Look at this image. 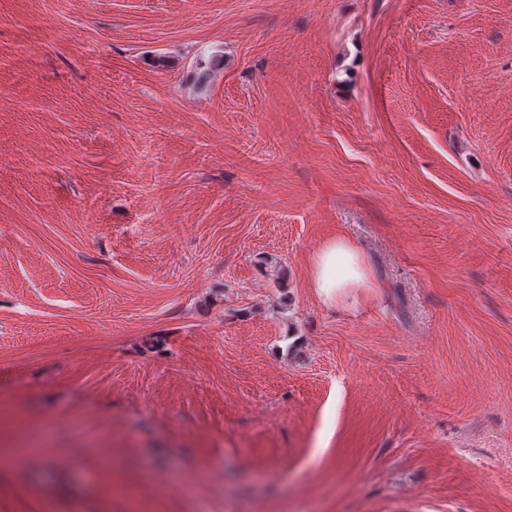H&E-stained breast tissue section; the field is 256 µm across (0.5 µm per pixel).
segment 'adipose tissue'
Instances as JSON below:
<instances>
[{
    "instance_id": "adipose-tissue-1",
    "label": "adipose tissue",
    "mask_w": 512,
    "mask_h": 512,
    "mask_svg": "<svg viewBox=\"0 0 512 512\" xmlns=\"http://www.w3.org/2000/svg\"><path fill=\"white\" fill-rule=\"evenodd\" d=\"M310 279L324 303L343 302L357 294L373 295L375 277L363 253L349 239L326 240L310 260Z\"/></svg>"
}]
</instances>
